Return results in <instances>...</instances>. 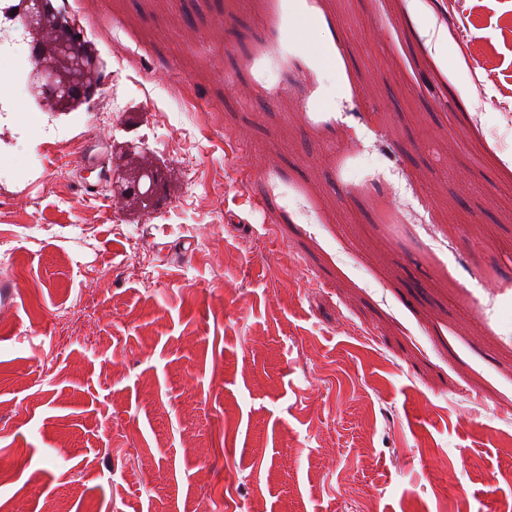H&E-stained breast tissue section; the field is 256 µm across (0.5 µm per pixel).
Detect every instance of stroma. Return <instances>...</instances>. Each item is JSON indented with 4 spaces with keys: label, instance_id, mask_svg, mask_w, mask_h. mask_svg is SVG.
<instances>
[{
    "label": "stroma",
    "instance_id": "1",
    "mask_svg": "<svg viewBox=\"0 0 512 512\" xmlns=\"http://www.w3.org/2000/svg\"><path fill=\"white\" fill-rule=\"evenodd\" d=\"M68 6L108 108L0 130V512L512 505V0ZM159 183V173L153 168H145L132 178L124 176L117 169L112 172V187L138 204L151 203L158 193Z\"/></svg>",
    "mask_w": 512,
    "mask_h": 512
}]
</instances>
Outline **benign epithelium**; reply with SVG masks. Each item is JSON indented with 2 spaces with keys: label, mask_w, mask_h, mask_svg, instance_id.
I'll use <instances>...</instances> for the list:
<instances>
[{
  "label": "benign epithelium",
  "mask_w": 512,
  "mask_h": 512,
  "mask_svg": "<svg viewBox=\"0 0 512 512\" xmlns=\"http://www.w3.org/2000/svg\"><path fill=\"white\" fill-rule=\"evenodd\" d=\"M68 10L66 0H19L15 11L0 17V44L16 38L29 48L32 68L26 77L28 96L42 110L73 112L89 103L103 84V70L93 46ZM125 198L149 204L156 197L160 177L145 168L128 178L119 170L99 173Z\"/></svg>",
  "instance_id": "obj_1"
}]
</instances>
